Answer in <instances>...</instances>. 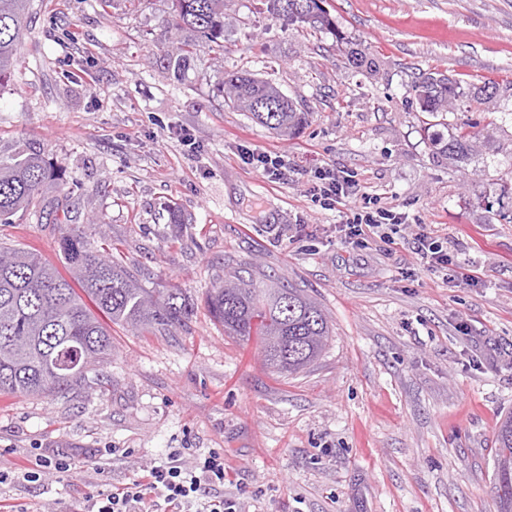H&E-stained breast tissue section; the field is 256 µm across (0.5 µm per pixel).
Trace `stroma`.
<instances>
[{
	"instance_id": "stroma-1",
	"label": "stroma",
	"mask_w": 512,
	"mask_h": 512,
	"mask_svg": "<svg viewBox=\"0 0 512 512\" xmlns=\"http://www.w3.org/2000/svg\"><path fill=\"white\" fill-rule=\"evenodd\" d=\"M325 7L335 31L289 21L280 0H224L223 54L200 53L179 82L160 50L171 0H31L0 83V149L39 144L62 174L46 195L68 214L0 224V243L55 262L78 225L195 311L166 336L113 327L95 388L0 395V503L83 512L181 448L189 465L223 452L224 492L245 512H496V425L512 412V97L448 114L497 146L456 166L433 157L411 85L437 70L511 80L512 0ZM237 70L307 112L296 135L225 104L218 83ZM245 148L284 155L287 183L243 165ZM323 163L406 214L393 241L355 248L343 213L312 205L307 173ZM421 230L447 241L448 268L413 264ZM240 270L322 306L331 336L303 372L274 375L257 342L211 319L207 292ZM39 453L69 471L23 479Z\"/></svg>"
}]
</instances>
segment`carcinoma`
Wrapping results in <instances>:
<instances>
[{"instance_id":"obj_1","label":"carcinoma","mask_w":512,"mask_h":512,"mask_svg":"<svg viewBox=\"0 0 512 512\" xmlns=\"http://www.w3.org/2000/svg\"><path fill=\"white\" fill-rule=\"evenodd\" d=\"M168 27L190 33L165 52L167 68L182 75L200 48H224V0H171ZM288 17L316 29L336 27L324 0H284ZM31 0H0V80L14 69ZM224 101L248 112L281 137L294 135L305 113L274 84L247 71L224 74ZM420 111L436 118L469 100L512 90V81L475 86L436 71L413 85ZM476 134L464 127L449 137L434 132V154L467 164L478 153ZM58 172L44 150L24 143L0 150V223L44 210L42 193ZM58 252L67 273L39 253L0 245V394L40 395L93 382L90 375L112 356L109 325L162 334L185 326L195 303L178 287L146 288L120 261L92 247L78 227L65 229ZM211 318L242 342L261 341L266 365L281 376L302 372L324 351L329 320L302 288L258 280L236 272L206 296ZM494 496L496 512H512V413L496 432Z\"/></svg>"}]
</instances>
